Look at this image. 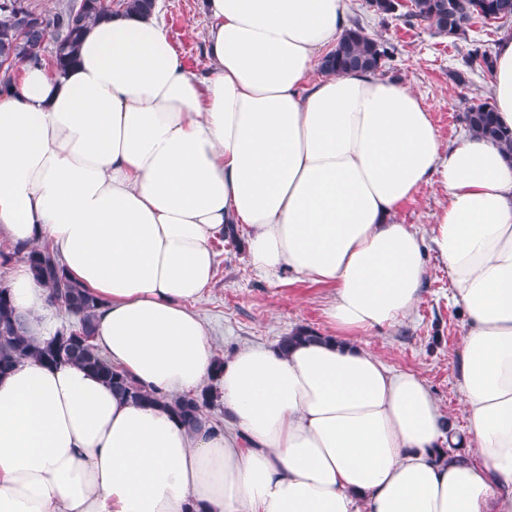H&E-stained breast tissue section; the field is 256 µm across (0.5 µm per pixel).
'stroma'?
I'll use <instances>...</instances> for the list:
<instances>
[{
	"label": "stroma",
	"mask_w": 512,
	"mask_h": 512,
	"mask_svg": "<svg viewBox=\"0 0 512 512\" xmlns=\"http://www.w3.org/2000/svg\"><path fill=\"white\" fill-rule=\"evenodd\" d=\"M160 8L184 66L200 75L206 73L209 60L203 0H161ZM347 15L358 18L371 36L395 46V55L382 74L405 83L422 98L442 143L448 145L467 135L463 113L476 100L489 98L491 83L490 74L479 70L470 74L467 83L453 80L451 73L460 68L467 43L451 42L402 19H381L367 8L365 0H348ZM446 199L442 188L428 186L404 202L394 219L428 230ZM247 235L242 225L235 239L214 243L212 282L203 299L191 305L205 325L216 357L228 358L249 345H276L281 336L300 326L331 334L323 309L333 294L332 287L300 281L286 272L272 280L260 278L248 262ZM464 327L463 311L451 297L448 270L432 256L420 300L409 317L359 340L360 346L388 367L418 373L460 438L467 431L456 384L457 351Z\"/></svg>",
	"instance_id": "obj_1"
}]
</instances>
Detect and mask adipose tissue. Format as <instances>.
<instances>
[{"instance_id": "obj_1", "label": "adipose tissue", "mask_w": 512, "mask_h": 512, "mask_svg": "<svg viewBox=\"0 0 512 512\" xmlns=\"http://www.w3.org/2000/svg\"><path fill=\"white\" fill-rule=\"evenodd\" d=\"M345 10L206 0L203 76L160 16H119L64 74L25 65L0 94V237L51 243L99 301V352L158 399L74 364L0 377V512H512V159L473 133L443 147L401 82L312 79ZM491 88L512 130V36ZM433 184L448 201L429 234L397 223ZM231 224L260 275L333 286L335 336L247 346L215 374L189 304ZM429 251L467 316L461 440L420 375L357 344L414 308ZM8 287L30 336L54 339L28 265ZM211 377L231 421L188 430L168 404Z\"/></svg>"}]
</instances>
